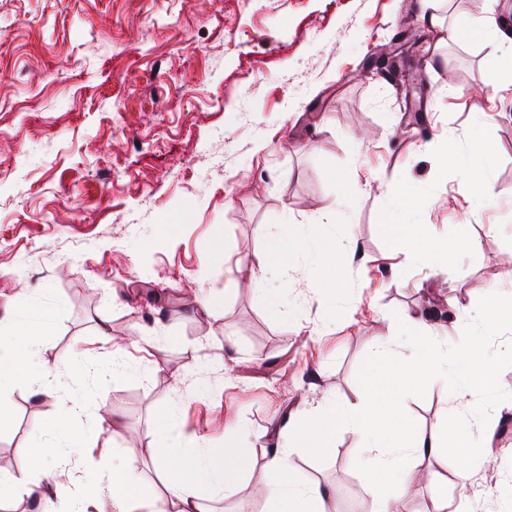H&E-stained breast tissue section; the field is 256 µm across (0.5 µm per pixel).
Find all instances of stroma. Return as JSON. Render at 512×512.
Wrapping results in <instances>:
<instances>
[{
  "label": "stroma",
  "instance_id": "obj_1",
  "mask_svg": "<svg viewBox=\"0 0 512 512\" xmlns=\"http://www.w3.org/2000/svg\"><path fill=\"white\" fill-rule=\"evenodd\" d=\"M487 0H0V316L62 309L41 357L83 376V414L25 383L0 422V462L30 468L39 433L95 432L97 404L119 420L155 512L156 421L223 447L248 435L247 471L203 512H265L257 487L285 414L355 402L378 338L405 317L448 340L476 336L490 386L459 398L463 369L412 387L403 411L462 434L496 417L471 486L512 512V332L475 321L490 289L512 291V78L490 48H460L450 22ZM437 24H430L429 14ZM489 159V199L468 197L465 160ZM408 197L413 206L393 208ZM465 234L479 249L433 270L405 264L386 226ZM327 239L349 291L341 321L305 250L270 273L280 305L248 279L289 226ZM205 297L209 307L197 305ZM458 301L450 310L449 301ZM128 350L100 373V332ZM306 482L367 501L357 434L291 455ZM449 456L429 458L394 512L457 497Z\"/></svg>",
  "mask_w": 512,
  "mask_h": 512
}]
</instances>
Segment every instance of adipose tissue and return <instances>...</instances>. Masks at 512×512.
<instances>
[{
  "label": "adipose tissue",
  "mask_w": 512,
  "mask_h": 512,
  "mask_svg": "<svg viewBox=\"0 0 512 512\" xmlns=\"http://www.w3.org/2000/svg\"><path fill=\"white\" fill-rule=\"evenodd\" d=\"M389 230L403 240L405 260L413 265L447 264L477 246L474 239L466 236L452 243L425 238L414 224H393ZM57 316L54 310L7 313L6 325L0 327V378L5 375L14 380H28L41 388L51 387L59 377V368L40 360L38 339L48 335ZM389 346V340H378L365 391L356 403L348 406L326 403L313 410L288 414L284 425L288 446L265 452L267 512H333L334 492L317 483L302 482L292 468L289 455L294 447L313 452L333 447L341 427H352L360 438L368 468L371 512H392V502L410 494L418 477L416 464L453 447L449 426L426 433L407 421L400 407L401 390L410 384L447 378L450 361L461 358L474 361L477 366L474 375L465 381L463 394H470L479 384L491 385L494 373L474 338L463 336L450 344L435 335L410 336L403 342V353L393 359L387 355ZM98 421L99 435L74 437L63 433L57 436L56 442L63 448L111 453V469L95 470L91 483L98 501L108 505L111 512H132L133 503L144 497L139 466L128 456L112 453L110 442L104 437L108 431L121 435V425L112 423L103 412L99 413ZM194 448L189 456L168 447L159 448L156 453L155 463L164 477L167 498L174 512H200V490L217 494L230 488L247 465L242 449L230 444L216 453L204 438L198 437ZM406 452L412 453L415 463L399 466L398 460ZM56 478V471L49 467L15 471L0 466V490L5 488L17 495L36 494L40 487L55 484Z\"/></svg>",
  "instance_id": "ef3b65f1"
}]
</instances>
